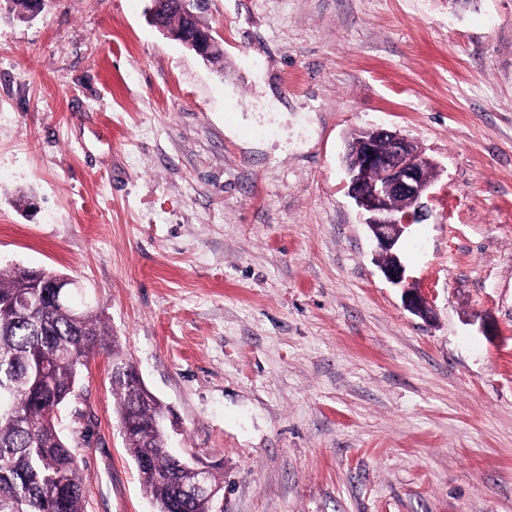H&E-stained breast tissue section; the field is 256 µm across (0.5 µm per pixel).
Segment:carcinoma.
Returning <instances> with one entry per match:
<instances>
[{
  "instance_id": "cac0c4a2",
  "label": "carcinoma",
  "mask_w": 512,
  "mask_h": 512,
  "mask_svg": "<svg viewBox=\"0 0 512 512\" xmlns=\"http://www.w3.org/2000/svg\"><path fill=\"white\" fill-rule=\"evenodd\" d=\"M63 278L51 269L0 270V512H85L76 451L62 433L58 411L74 396L90 356L108 348L111 330L88 303H45L34 317L13 299L19 284ZM116 410L128 420L124 444L156 512H199L180 496L193 472L171 455L159 402L135 403L128 375L110 377Z\"/></svg>"
}]
</instances>
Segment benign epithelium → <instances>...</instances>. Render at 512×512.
I'll return each mask as SVG.
<instances>
[{"label": "benign epithelium", "mask_w": 512, "mask_h": 512, "mask_svg": "<svg viewBox=\"0 0 512 512\" xmlns=\"http://www.w3.org/2000/svg\"><path fill=\"white\" fill-rule=\"evenodd\" d=\"M190 48L200 57L222 50L221 42L210 32L198 34ZM361 150L344 154L343 167L348 179V193L356 205L367 214V221L379 254L390 258L380 266L387 281L401 285L407 280L406 269L394 249L405 229L423 217V198L432 184L429 168L434 162L415 153L412 142L403 135L383 127L359 130ZM404 197L411 205L405 213L392 208V200ZM41 294L24 284L19 287L16 306L26 315H35L43 306ZM407 309L423 320L432 317L427 298L414 288L404 291ZM197 473V480L188 492L200 502L206 512H212L219 488L208 481L211 466L192 456L183 459Z\"/></svg>", "instance_id": "obj_1"}]
</instances>
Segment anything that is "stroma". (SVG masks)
<instances>
[{"instance_id":"1","label":"stroma","mask_w":512,"mask_h":512,"mask_svg":"<svg viewBox=\"0 0 512 512\" xmlns=\"http://www.w3.org/2000/svg\"><path fill=\"white\" fill-rule=\"evenodd\" d=\"M150 0L0 9V269L76 279L118 340L59 412L86 512H154L109 382L132 362L221 512H512V0H211L223 58ZM437 164L389 283L350 133ZM153 24L157 26L159 30H161L165 35L170 37L171 39L178 41L182 44L188 45L190 48L194 49L196 54L200 57L204 58L207 55H210L213 52H217L222 50L221 42L211 33L205 32L204 34H197L194 39H191L193 44H188L186 42V35L183 31H168L163 27L158 25V23L153 18ZM404 303L407 309L423 320L432 317V310L427 298L414 288H406L404 291ZM190 464L193 466L195 472L197 473V480L192 487L188 489V492L200 502L204 508L205 512L213 511V502L215 498L218 496L219 488L222 490L224 487V480L221 479L214 468H211L208 464L204 463L200 459L195 456H191L190 458L183 459V465ZM212 469V473H210L211 482L218 486L219 488L213 486L208 481L209 471Z\"/></svg>"}]
</instances>
